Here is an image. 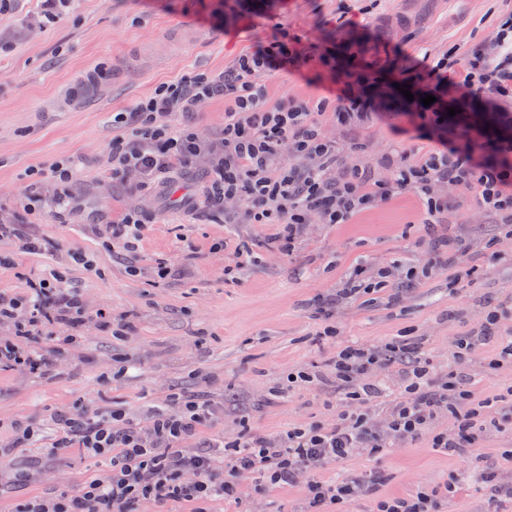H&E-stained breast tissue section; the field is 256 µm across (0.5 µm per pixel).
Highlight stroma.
Here are the masks:
<instances>
[{
  "instance_id": "1",
  "label": "stroma",
  "mask_w": 512,
  "mask_h": 512,
  "mask_svg": "<svg viewBox=\"0 0 512 512\" xmlns=\"http://www.w3.org/2000/svg\"><path fill=\"white\" fill-rule=\"evenodd\" d=\"M67 0L55 18L41 0H0V223L27 224L48 242L46 251L21 253L0 239V293L28 295L32 281L56 272L78 289L90 312L124 319V338L90 327L75 345L57 348L51 375L0 369V445L17 424L46 428L51 413L74 404L107 410L121 401L139 413L169 394L206 395L223 404L202 438L235 434L240 418L275 436L293 425L333 417L332 390L304 387L270 398L289 372H329L338 346L350 341L381 345L422 336L425 353L446 364L455 337L481 316L485 298L512 300V243L496 259L485 246L499 219L468 191L440 186L448 211L440 229L456 244L469 277L453 281L439 267L408 282V267L423 266L420 195L404 191L376 203L346 224L310 217L292 253L272 251L273 225L234 223L205 203L207 161L177 173L150 194L112 177V115L130 110L164 84L194 74H218L281 32L296 36L313 59L298 71L264 72L266 105L313 103L341 82L351 60L372 67L381 52L385 81L409 82L423 55L464 56L491 45L512 0ZM360 119L337 125L319 116L324 135L343 163L361 165L374 178L389 164L433 151L419 138L411 113L391 96L371 94ZM228 102L215 98L199 112L171 117L201 138L217 137ZM73 159L74 200L63 214L30 207L25 187L37 173ZM139 209L144 227L132 251L109 249L96 225L121 223ZM195 253L180 277L162 279L157 262ZM394 265L384 290L333 311L339 333L322 335L318 303L335 294L356 263ZM486 346L467 356L476 396L497 399L512 387V367L491 370ZM127 373H119V366ZM100 463L78 448L51 449L49 440L0 458V512L49 488L75 489L100 473ZM459 458L436 451L422 436L381 456H359L330 466L323 479L380 473L377 493L400 497L441 484L461 471Z\"/></svg>"
}]
</instances>
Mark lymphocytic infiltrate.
I'll return each mask as SVG.
<instances>
[{"label":"lymphocytic infiltrate","instance_id":"obj_1","mask_svg":"<svg viewBox=\"0 0 512 512\" xmlns=\"http://www.w3.org/2000/svg\"><path fill=\"white\" fill-rule=\"evenodd\" d=\"M309 60L298 41L284 33L241 56L223 74L183 78L160 87L130 111L116 113L112 123L124 133L112 140L113 177L137 173L138 190L147 191L175 166L208 157L210 208L220 211L227 201H242L252 223L278 225L277 238L288 246L303 236L309 215L344 224L372 203L406 190L421 193L430 214L443 212L448 203L434 194L437 182L469 188L488 210L512 216L510 135L496 139L487 157L476 151L481 132L464 129L443 141L441 150L395 167L388 181L372 186L359 169L339 170L336 148L323 137L314 115L332 108L339 122H348L361 109L357 80L344 81L335 102L274 109L266 107V90L257 80L268 69H298ZM425 73L451 95L481 90L497 105L512 100V17L498 26L495 53L478 47L464 67L440 61ZM217 96L233 102L224 111L222 137L204 142L190 126L177 128L164 120L174 112L198 111L202 102ZM285 146L306 158V165H278ZM92 324L113 328L118 336L127 329L105 313H90L78 291L64 287L56 273L32 285L27 297L0 294V328L8 330L0 335V368L48 372L55 365L53 351L31 350L26 338L45 329L52 340L69 344L76 331ZM504 330L502 305L486 303L477 324L457 339L455 359L493 341L497 348L490 369L512 366V336ZM424 343L423 337L411 336L380 346H340L332 361L340 402L336 416L295 425L277 436L245 423L233 440L200 441L201 428L218 420L219 409L194 395L167 399L143 416L120 404L96 415L79 406L56 411L51 417L54 447L81 448L104 467L75 491L30 498L15 512H161L176 500L194 503L195 512H210L213 503L240 504L290 484L305 487L306 512H347L352 503L367 498L375 501L373 512H442V495L455 492L456 477H449L441 491L387 499L377 498L380 479L375 475L332 482L321 477L332 464L363 454L385 455L424 434L434 448L470 465L480 457L481 435L512 422V404L491 409L488 401L477 399L472 374L434 365ZM382 366L400 377L399 394L390 395L375 377ZM443 418L453 419V427L441 429Z\"/></svg>","mask_w":512,"mask_h":512}]
</instances>
